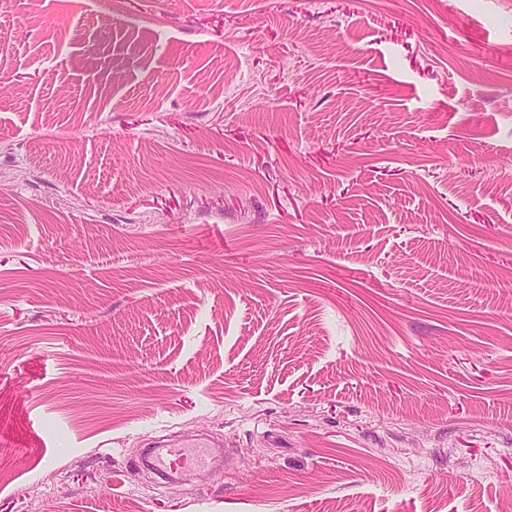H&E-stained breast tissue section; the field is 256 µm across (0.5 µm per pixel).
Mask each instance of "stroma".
<instances>
[{
	"label": "stroma",
	"mask_w": 512,
	"mask_h": 512,
	"mask_svg": "<svg viewBox=\"0 0 512 512\" xmlns=\"http://www.w3.org/2000/svg\"><path fill=\"white\" fill-rule=\"evenodd\" d=\"M1 30L0 512L512 502V0H0ZM198 433L223 467L129 469Z\"/></svg>",
	"instance_id": "1"
}]
</instances>
